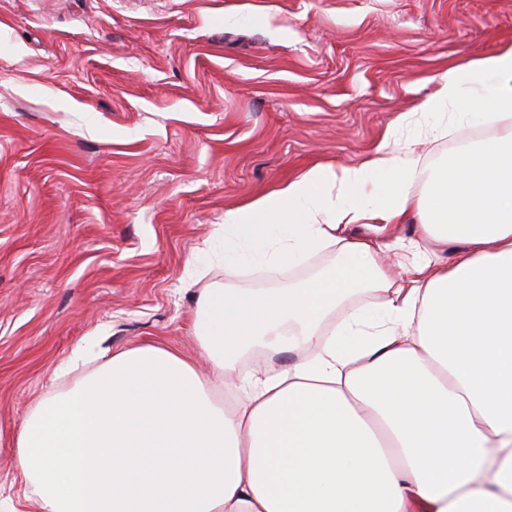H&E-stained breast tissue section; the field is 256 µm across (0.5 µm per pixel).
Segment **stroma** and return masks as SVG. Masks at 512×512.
<instances>
[{
  "instance_id": "1",
  "label": "stroma",
  "mask_w": 512,
  "mask_h": 512,
  "mask_svg": "<svg viewBox=\"0 0 512 512\" xmlns=\"http://www.w3.org/2000/svg\"><path fill=\"white\" fill-rule=\"evenodd\" d=\"M512 47V0H0V512L13 441L88 336L193 358L188 263L224 211L355 166L448 66ZM418 150L450 162L481 119Z\"/></svg>"
}]
</instances>
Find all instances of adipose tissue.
<instances>
[{"mask_svg":"<svg viewBox=\"0 0 512 512\" xmlns=\"http://www.w3.org/2000/svg\"><path fill=\"white\" fill-rule=\"evenodd\" d=\"M438 83L360 165L225 210L224 284L196 300L208 376L159 345L72 349L13 448L37 512H512V48ZM442 109L493 133L432 168L400 131ZM409 220L395 276L380 238ZM320 253L302 282L239 285ZM256 351L297 358L243 372Z\"/></svg>","mask_w":512,"mask_h":512,"instance_id":"adipose-tissue-1","label":"adipose tissue"}]
</instances>
